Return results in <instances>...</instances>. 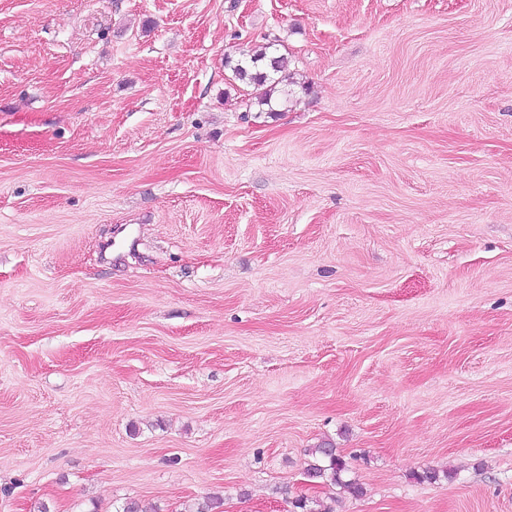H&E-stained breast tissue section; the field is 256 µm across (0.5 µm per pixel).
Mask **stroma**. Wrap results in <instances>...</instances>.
I'll use <instances>...</instances> for the list:
<instances>
[{
	"instance_id": "35a3bbf8",
	"label": "stroma",
	"mask_w": 512,
	"mask_h": 512,
	"mask_svg": "<svg viewBox=\"0 0 512 512\" xmlns=\"http://www.w3.org/2000/svg\"><path fill=\"white\" fill-rule=\"evenodd\" d=\"M207 495L512 512V0H0V512ZM277 39L268 41L244 51L240 57L229 64L232 78L253 88L251 105L258 106V112H272L273 93L279 81L275 75L285 68L287 58L279 53ZM312 454L318 455L319 459L306 472L310 482H330L331 484L340 485L353 496L362 494V487L358 482L355 480H342L341 474L346 470V463L336 453V448L329 443H324L314 448Z\"/></svg>"
}]
</instances>
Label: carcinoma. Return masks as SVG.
<instances>
[{
  "label": "carcinoma",
  "mask_w": 512,
  "mask_h": 512,
  "mask_svg": "<svg viewBox=\"0 0 512 512\" xmlns=\"http://www.w3.org/2000/svg\"><path fill=\"white\" fill-rule=\"evenodd\" d=\"M279 43L272 40L244 51L230 66L232 78L253 88L251 103L258 106L261 112L273 111V93L278 80L276 75L283 71L287 58L279 53ZM318 462L307 470V477L312 483L330 482L337 484L353 496L362 494V487L354 480L344 481L342 472L346 463L336 453V448L324 443L313 449Z\"/></svg>",
  "instance_id": "carcinoma-1"
}]
</instances>
